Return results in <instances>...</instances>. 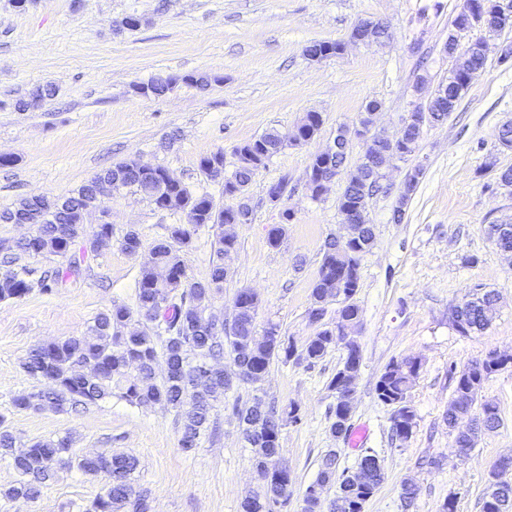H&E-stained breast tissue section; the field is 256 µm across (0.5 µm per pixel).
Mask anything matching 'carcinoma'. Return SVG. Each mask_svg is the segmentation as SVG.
<instances>
[{"label": "carcinoma", "instance_id": "obj_1", "mask_svg": "<svg viewBox=\"0 0 512 512\" xmlns=\"http://www.w3.org/2000/svg\"><path fill=\"white\" fill-rule=\"evenodd\" d=\"M498 0H461L453 20L454 31L448 33L444 52L455 59L448 80L439 83L424 105L423 113L431 116L429 124L444 123L453 112L472 80L486 65V55L475 41L461 47L458 33L474 24H465L474 12H493ZM306 56L312 61L336 57L343 52L340 41H318L306 47ZM183 81L204 89L221 78L209 75L159 76L146 84H135L133 90L144 96L161 97L169 91V82ZM324 120L318 112H307L298 123L304 142L313 140L320 132ZM423 126L403 124L392 134L375 137L362 144L363 153L351 168L346 167L347 153H339L335 163L344 173V187L338 208L348 223L358 229V236L340 240L332 235L325 240L321 263L313 283L312 303L308 318L319 324L318 332L297 350L290 339L282 336L277 325L267 324L258 329L257 315L261 299L249 288H240L233 304L237 312L230 325L216 335L206 322V309L210 299L223 290L228 277L224 258L236 250L237 236L226 234L224 227L235 224L239 217L250 219L252 208L248 189L257 172L278 154L284 146L297 141L270 130L259 137L234 148L237 165L232 175L224 179V197L230 203L219 205L207 193H192L181 181L167 178L165 168L159 166L150 177H145L130 159L99 174L94 179H107L113 189L133 188L146 197L156 208L182 211L186 223L172 224L167 235L150 250L141 265L137 280L135 305L114 304L100 313L88 329V335L54 340L33 348L22 363L33 378L49 382L45 392L30 393L14 400L21 410H40L50 407L59 412L96 405L117 395L131 405L171 409L181 422V447L190 450L198 446L201 435L213 424V410L224 400V394L234 384L248 382L260 390L271 364L276 360H295L312 367L336 346V331L322 320L326 305L337 293L344 292V306L339 310L345 318L361 320L357 302L360 265L363 256L374 246L375 226L370 224L368 201L381 188L384 179L379 164L391 154L408 156L415 152ZM422 169L416 168L402 184L397 205L392 214L396 224L402 223L405 206L414 193ZM93 192L86 183L69 196L50 197L39 194L21 199L17 206L0 212V221L11 222L22 214L37 223L33 238L15 244V248L29 255L68 256V267L38 272L24 268L0 278V301L21 300L34 290L50 293L59 281L79 270L82 258L72 251L64 238V229L78 222L84 201ZM209 224L220 229L219 247L214 252L210 276L202 282H190L182 248L190 245L193 235ZM497 293L477 285L464 301L451 309L448 316L454 329L463 336L485 330L492 319ZM229 354L233 370L224 372L221 360ZM164 359L168 370L162 376L155 374L159 359ZM361 365L360 353L347 354L342 368L329 383L334 391L343 383L342 373L347 368ZM503 370L502 363L486 358L459 370L448 367V380L453 392L448 402L444 421L448 429L456 430L459 414L474 413L475 425L457 430L453 447L472 450L475 438L483 429L500 425L497 406L492 402L476 405V395L483 383ZM415 378L407 377L400 361L392 360L378 376L375 394L378 402L389 408L391 415L410 410V391ZM242 439L251 449L253 465L263 475V498L277 502L287 500L292 485L291 476L269 469V463L279 456L280 436L284 426L301 421L299 408L291 405L277 408L256 394L251 403L235 408ZM330 433L341 436L349 429L348 412L335 406L330 410ZM11 455L14 469L20 479L7 488L0 487V497L34 500L40 486L50 480L55 466L70 458V439L37 441L24 451L13 453V441L7 431H0V456ZM77 467L85 472L106 471L112 483L106 492L97 496L86 512H150L148 496L133 489L131 474L135 460L123 454L105 456H79ZM359 465L368 471V483L353 488L343 481L344 472L338 470L336 450H329L322 458L316 478L303 493V512H323L325 493L336 487L330 502L332 512H364L367 502L384 482V470L376 452L363 449ZM419 487L409 481L401 485L399 498L403 509L412 508ZM481 512H512V476L496 465L490 472L489 494L482 501Z\"/></svg>", "mask_w": 512, "mask_h": 512}]
</instances>
